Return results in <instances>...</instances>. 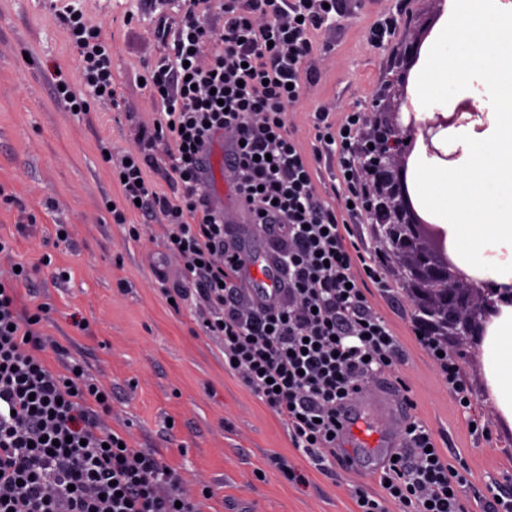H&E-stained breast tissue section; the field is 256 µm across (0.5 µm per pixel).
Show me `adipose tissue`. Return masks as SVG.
<instances>
[{
    "mask_svg": "<svg viewBox=\"0 0 512 512\" xmlns=\"http://www.w3.org/2000/svg\"><path fill=\"white\" fill-rule=\"evenodd\" d=\"M465 95L484 119L449 132L452 165L417 162L414 185L458 267L475 282L512 288V0H445L413 99L426 118ZM482 358L492 400L512 424V307L494 318Z\"/></svg>",
    "mask_w": 512,
    "mask_h": 512,
    "instance_id": "obj_1",
    "label": "adipose tissue"
}]
</instances>
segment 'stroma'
I'll list each match as a JSON object with an SVG mask.
<instances>
[{"instance_id":"stroma-1","label":"stroma","mask_w":512,"mask_h":512,"mask_svg":"<svg viewBox=\"0 0 512 512\" xmlns=\"http://www.w3.org/2000/svg\"><path fill=\"white\" fill-rule=\"evenodd\" d=\"M55 4L0 0V237L13 247L0 256V275L17 262L30 267L18 292L23 303L47 308L45 357L53 364L79 360L112 394L109 425L129 447L155 451L180 473L200 512H356L355 486L381 493L370 454L359 453L351 469L314 468L281 420L225 370L224 347L206 334L198 313L170 304L166 292L182 287L183 262L166 251L162 227L136 214L113 223L106 207L119 187L98 144L110 142L120 155L152 125L155 106L141 80L168 52L161 29L179 21L180 0H79L85 17L111 38L117 77V108L87 117L57 101L51 84L53 71L73 76L78 68ZM440 14L438 0H336L328 24L310 35L307 80L288 109L306 152L316 146V110L338 123L360 113L362 141L381 113L397 109L394 76L403 51ZM313 167L321 198L339 205L331 182L337 158L315 156ZM207 178L224 197L225 248L276 263V229L246 223L227 180L214 170ZM61 224L69 231L64 242L56 237ZM62 270L67 279H59ZM162 273L165 290L157 284ZM385 273L395 294L375 292L370 302L404 350L395 368L403 384L388 402L407 404L408 416L430 429L436 448L466 478V512H483L492 493L511 504L512 426L491 400L479 343L443 339L459 355L473 401L467 412L412 333L417 312L407 297L405 259L389 257ZM478 416L486 422L481 434L470 428ZM288 464L307 484L289 481Z\"/></svg>"}]
</instances>
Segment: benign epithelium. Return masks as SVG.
<instances>
[{"label": "benign epithelium", "mask_w": 512, "mask_h": 512, "mask_svg": "<svg viewBox=\"0 0 512 512\" xmlns=\"http://www.w3.org/2000/svg\"><path fill=\"white\" fill-rule=\"evenodd\" d=\"M426 34L410 43L406 58L409 67L400 71L395 82L406 87L410 66L420 58ZM407 122L400 113L376 127L359 151L362 171L376 181L382 203L378 216L392 253L404 257L413 289L411 300L419 303L425 315V331H448L460 340H470L486 334L490 318L501 307L512 306V288H500L492 282L476 284L456 265L448 248L443 228L432 222L420 206L408 177L412 155L421 153L428 158L448 161L433 138L448 127H460L469 122L465 115H478L471 102L458 104L451 112H436L434 119L420 121L411 103H406Z\"/></svg>", "instance_id": "7a95c632"}]
</instances>
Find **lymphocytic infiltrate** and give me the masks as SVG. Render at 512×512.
<instances>
[{"label": "lymphocytic infiltrate", "mask_w": 512, "mask_h": 512, "mask_svg": "<svg viewBox=\"0 0 512 512\" xmlns=\"http://www.w3.org/2000/svg\"><path fill=\"white\" fill-rule=\"evenodd\" d=\"M335 0H185L167 55L147 71L145 84L160 112L152 131L117 158L120 197L114 223L137 213L161 217L165 245L185 260L180 275L191 290L175 304L200 312L208 335L224 345L225 368L287 426L293 448L321 471L340 462V411L368 376L383 375L401 346L375 312L369 287L387 290L384 258L369 249L348 217L377 207L366 188L354 139L358 113L339 124L313 116L316 151L337 156V213L321 199L310 156L288 128L287 110L302 91L310 53L308 34L328 21ZM223 19L213 31L203 17ZM76 48L78 81L54 75L59 99L79 113L113 101L112 46L83 14L60 16ZM231 142V189L255 224L277 225L282 254L273 288L251 312L229 296L247 259L224 248V213L203 181V159L217 134ZM169 147L164 170L175 196L147 177L153 147ZM21 268L0 280V512H199L182 491V476L155 452L123 446L106 426L111 410L100 387L79 364L52 369L40 352V312L21 309L15 285ZM289 292L291 305L280 302ZM419 342L448 391L463 402L469 390L439 337ZM405 446L380 468L382 495L356 492L357 512H463V475L451 467L419 421L403 433Z\"/></svg>", "instance_id": "f902f5d3"}]
</instances>
